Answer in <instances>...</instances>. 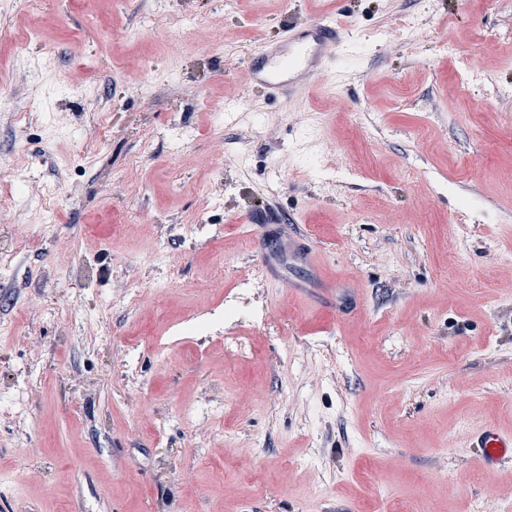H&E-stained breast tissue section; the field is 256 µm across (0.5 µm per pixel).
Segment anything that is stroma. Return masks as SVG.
<instances>
[{"label":"stroma","mask_w":512,"mask_h":512,"mask_svg":"<svg viewBox=\"0 0 512 512\" xmlns=\"http://www.w3.org/2000/svg\"><path fill=\"white\" fill-rule=\"evenodd\" d=\"M1 94L0 512L512 504V0H0ZM344 40L343 30L329 16L292 27L282 42L262 41L254 48L248 58L252 81L270 94L288 97L315 81L335 83L328 62ZM297 237L298 240L304 239L305 246L295 251V257L315 270L318 280L325 289V292L332 300H335L336 292L341 290L339 288H343L344 280L336 278L335 274L328 272L324 268L320 262L318 252L310 246L309 237L306 236L305 233L299 232ZM481 464L488 470H495L501 463L512 461V433L505 434L495 426H486L476 437Z\"/></svg>","instance_id":"obj_1"}]
</instances>
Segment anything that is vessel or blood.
Masks as SVG:
<instances>
[{
    "instance_id": "b4317fda",
    "label": "vessel or blood",
    "mask_w": 512,
    "mask_h": 512,
    "mask_svg": "<svg viewBox=\"0 0 512 512\" xmlns=\"http://www.w3.org/2000/svg\"><path fill=\"white\" fill-rule=\"evenodd\" d=\"M345 34L329 16L318 17L309 24L290 28L279 43L260 42L249 57V69L255 85L270 94L297 95L310 83L332 82L328 62L344 42ZM295 256L312 267L328 296H335L342 287L341 279L328 272L311 246L297 249ZM476 446L482 465L495 470L501 463L512 461V433H503L495 426L478 432Z\"/></svg>"
}]
</instances>
